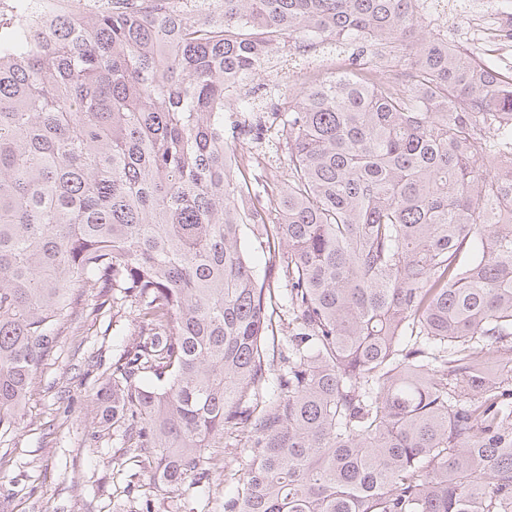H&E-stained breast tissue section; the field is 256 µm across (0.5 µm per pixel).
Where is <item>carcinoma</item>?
<instances>
[{"instance_id": "obj_1", "label": "carcinoma", "mask_w": 512, "mask_h": 512, "mask_svg": "<svg viewBox=\"0 0 512 512\" xmlns=\"http://www.w3.org/2000/svg\"><path fill=\"white\" fill-rule=\"evenodd\" d=\"M43 8L0 0V433L108 295L139 326L98 407L165 487L245 429L224 512H512V82L428 0ZM317 45L363 61L264 90L288 159L256 195L224 112ZM285 59L286 58L275 61L267 68H260L256 71L253 75V80L248 82L247 88L256 86L259 83H271L285 79H288V81L296 87L303 86L309 78V74L297 73V69L291 67V59L288 57V61L284 62Z\"/></svg>"}]
</instances>
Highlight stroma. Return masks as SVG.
<instances>
[{"label": "stroma", "mask_w": 512, "mask_h": 512, "mask_svg": "<svg viewBox=\"0 0 512 512\" xmlns=\"http://www.w3.org/2000/svg\"><path fill=\"white\" fill-rule=\"evenodd\" d=\"M451 2L443 34L476 47L511 77L512 58L500 61L494 43L469 29L472 0ZM95 302L92 296L79 302L71 328L37 375L17 430L0 438V512H136L145 498L154 512H224L249 463L239 438L216 439L205 453L210 482L177 494L151 480L152 461L134 457L116 427L101 422L95 394L138 322L129 311L86 319ZM96 358L100 367L89 369Z\"/></svg>", "instance_id": "stroma-1"}]
</instances>
